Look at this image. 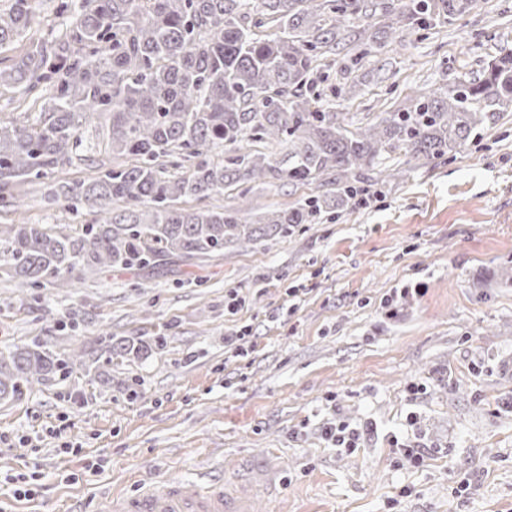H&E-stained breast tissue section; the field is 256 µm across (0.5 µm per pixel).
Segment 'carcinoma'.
I'll list each match as a JSON object with an SVG mask.
<instances>
[{
  "label": "carcinoma",
  "instance_id": "carcinoma-1",
  "mask_svg": "<svg viewBox=\"0 0 512 512\" xmlns=\"http://www.w3.org/2000/svg\"><path fill=\"white\" fill-rule=\"evenodd\" d=\"M36 2L12 0L0 9V48L31 27ZM72 2L56 5L74 12L65 42L51 51L34 45L0 67V87H50L36 124L0 121V204L17 206L16 185L44 183L69 164L92 117L104 120L112 158L136 164L104 166L88 182L45 183L46 203L84 205L100 215L80 230L0 225V277L18 288H70L77 269L214 257L229 243L284 236L292 224H317L334 213L333 197L356 204L360 177L384 153L443 158L512 109V53L490 62L478 80H455L354 129L312 93L318 70L339 64L340 47H349L357 65L381 45V35L434 29L470 13L475 0H80L75 11ZM267 27L275 32L259 36ZM248 140L286 142L288 158L244 152ZM218 146L239 155L166 175V158L181 167ZM267 177L332 189L272 211L258 226L235 212L178 206L183 197L207 198ZM74 362L75 355L39 342L0 353V400Z\"/></svg>",
  "mask_w": 512,
  "mask_h": 512
}]
</instances>
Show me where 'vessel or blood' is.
<instances>
[{
  "label": "vessel or blood",
  "mask_w": 512,
  "mask_h": 512,
  "mask_svg": "<svg viewBox=\"0 0 512 512\" xmlns=\"http://www.w3.org/2000/svg\"><path fill=\"white\" fill-rule=\"evenodd\" d=\"M279 468L273 458H254L231 480L148 482L133 496H107L104 512H255L258 491L277 493Z\"/></svg>",
  "instance_id": "1"
}]
</instances>
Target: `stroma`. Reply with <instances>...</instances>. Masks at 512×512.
<instances>
[{
	"mask_svg": "<svg viewBox=\"0 0 512 512\" xmlns=\"http://www.w3.org/2000/svg\"><path fill=\"white\" fill-rule=\"evenodd\" d=\"M38 0L35 24L0 63L66 37L72 16ZM512 50V0H476L462 19L402 33L359 65L356 87L327 70L314 92L350 127L409 106L454 79L481 77ZM45 93L0 88V120L35 123ZM64 181L91 179L109 150L99 121ZM381 196L336 219L302 224L262 245L74 286L0 283V352L35 340L81 364L0 401V512H99L103 495L277 455L282 493L259 512H512V112L428 164L384 154ZM186 209L238 211L252 224L316 194L315 185L252 182ZM39 184L0 224L55 230L93 212L49 206ZM249 336L236 338L240 327ZM165 337L161 348L115 357L111 383L84 361L105 337ZM358 448L330 447L336 420ZM431 453L408 463L401 450ZM468 489H461L462 481Z\"/></svg>",
	"mask_w": 512,
	"mask_h": 512,
	"instance_id": "obj_1",
	"label": "stroma"
}]
</instances>
